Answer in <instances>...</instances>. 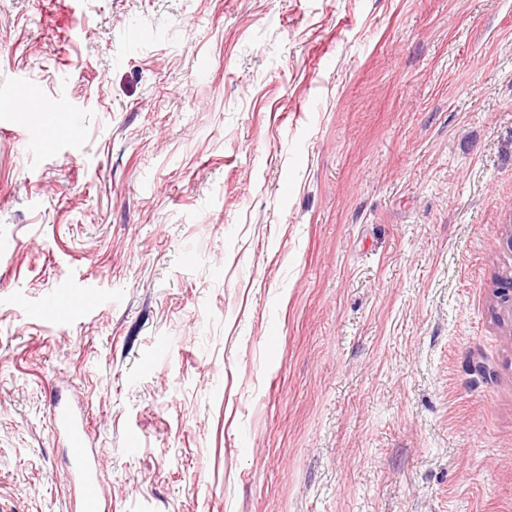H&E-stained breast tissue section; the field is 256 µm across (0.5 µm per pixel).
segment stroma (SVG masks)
<instances>
[{"mask_svg": "<svg viewBox=\"0 0 512 512\" xmlns=\"http://www.w3.org/2000/svg\"><path fill=\"white\" fill-rule=\"evenodd\" d=\"M19 86L0 512L59 399L101 512H512V0H0Z\"/></svg>", "mask_w": 512, "mask_h": 512, "instance_id": "1", "label": "stroma"}]
</instances>
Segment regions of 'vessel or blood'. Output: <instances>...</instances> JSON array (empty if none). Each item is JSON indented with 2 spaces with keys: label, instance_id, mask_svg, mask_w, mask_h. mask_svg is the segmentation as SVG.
<instances>
[{
  "label": "vessel or blood",
  "instance_id": "1",
  "mask_svg": "<svg viewBox=\"0 0 512 512\" xmlns=\"http://www.w3.org/2000/svg\"><path fill=\"white\" fill-rule=\"evenodd\" d=\"M53 426L66 445L70 462V483L74 488L72 512H100V460L89 440L88 420L74 410L59 406L54 410Z\"/></svg>",
  "mask_w": 512,
  "mask_h": 512
}]
</instances>
